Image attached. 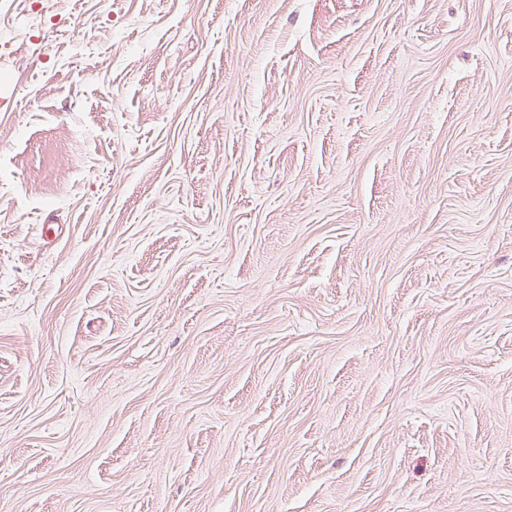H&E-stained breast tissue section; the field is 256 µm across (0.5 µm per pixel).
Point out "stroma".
Segmentation results:
<instances>
[{
  "mask_svg": "<svg viewBox=\"0 0 512 512\" xmlns=\"http://www.w3.org/2000/svg\"><path fill=\"white\" fill-rule=\"evenodd\" d=\"M0 512H512V0H0Z\"/></svg>",
  "mask_w": 512,
  "mask_h": 512,
  "instance_id": "stroma-1",
  "label": "stroma"
}]
</instances>
